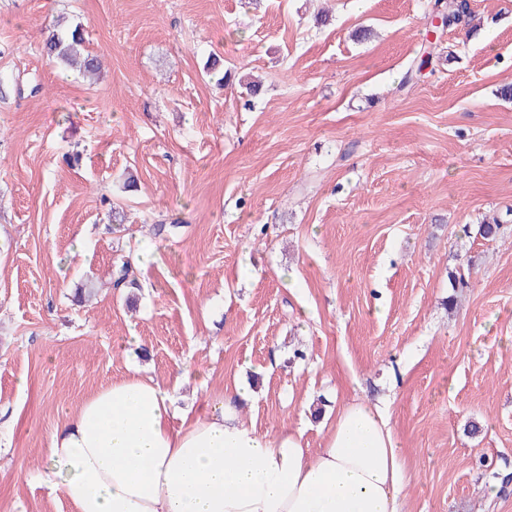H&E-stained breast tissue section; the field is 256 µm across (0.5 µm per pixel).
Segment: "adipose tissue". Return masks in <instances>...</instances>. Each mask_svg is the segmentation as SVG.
I'll return each mask as SVG.
<instances>
[{"mask_svg": "<svg viewBox=\"0 0 512 512\" xmlns=\"http://www.w3.org/2000/svg\"><path fill=\"white\" fill-rule=\"evenodd\" d=\"M236 385L204 415L177 412L139 369L85 397L51 434L37 472L75 512H403L411 477L382 411L347 402L321 448L257 432Z\"/></svg>", "mask_w": 512, "mask_h": 512, "instance_id": "ef3b65f1", "label": "adipose tissue"}]
</instances>
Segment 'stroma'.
<instances>
[{"mask_svg": "<svg viewBox=\"0 0 512 512\" xmlns=\"http://www.w3.org/2000/svg\"><path fill=\"white\" fill-rule=\"evenodd\" d=\"M468 2L431 37L434 0H0V512H74L34 477L53 429L179 365L178 409L245 383V422L312 449L360 397L404 512H512V0ZM57 21L98 80L47 59Z\"/></svg>", "mask_w": 512, "mask_h": 512, "instance_id": "35a3bbf8", "label": "stroma"}]
</instances>
